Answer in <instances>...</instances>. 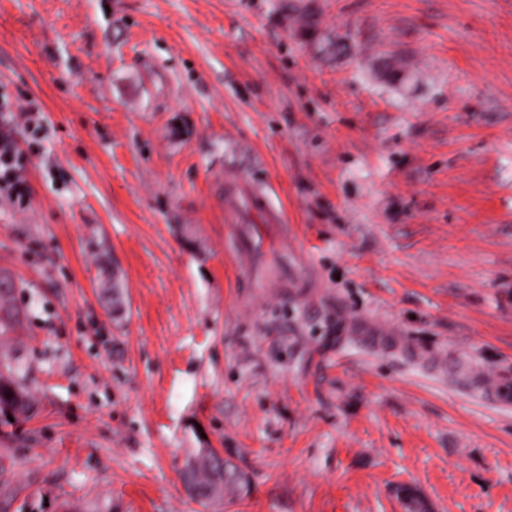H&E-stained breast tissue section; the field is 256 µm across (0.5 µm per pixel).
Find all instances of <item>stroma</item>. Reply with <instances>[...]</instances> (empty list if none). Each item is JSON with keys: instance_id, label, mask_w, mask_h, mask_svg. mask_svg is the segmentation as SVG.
Here are the masks:
<instances>
[{"instance_id": "obj_1", "label": "stroma", "mask_w": 512, "mask_h": 512, "mask_svg": "<svg viewBox=\"0 0 512 512\" xmlns=\"http://www.w3.org/2000/svg\"><path fill=\"white\" fill-rule=\"evenodd\" d=\"M1 94L0 512H512V0H0ZM2 191L19 206L27 204L31 196L15 130L9 122L0 130V192ZM31 409L32 404L26 389L15 382L10 376L3 374L1 370L0 412L4 414L7 419L8 416H11L14 422H19L29 418ZM224 460H220L213 452H200L192 461H186L182 470L184 485L193 488V497L207 501L215 483L216 476H222Z\"/></svg>"}]
</instances>
